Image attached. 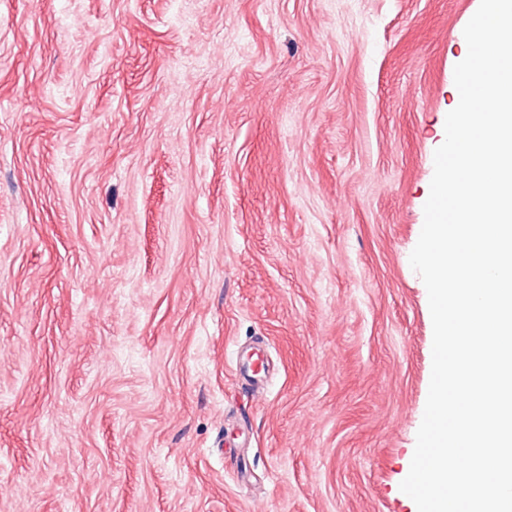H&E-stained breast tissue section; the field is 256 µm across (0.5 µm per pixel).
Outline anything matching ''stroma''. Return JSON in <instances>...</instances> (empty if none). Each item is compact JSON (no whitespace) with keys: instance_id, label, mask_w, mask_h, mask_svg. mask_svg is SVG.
<instances>
[{"instance_id":"obj_1","label":"stroma","mask_w":512,"mask_h":512,"mask_svg":"<svg viewBox=\"0 0 512 512\" xmlns=\"http://www.w3.org/2000/svg\"><path fill=\"white\" fill-rule=\"evenodd\" d=\"M479 4L0 0V512H417Z\"/></svg>"}]
</instances>
